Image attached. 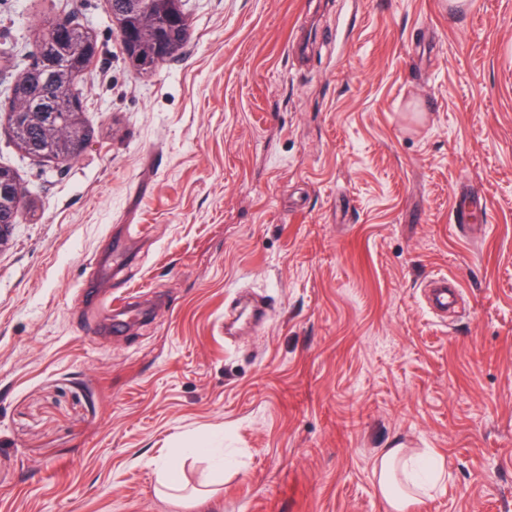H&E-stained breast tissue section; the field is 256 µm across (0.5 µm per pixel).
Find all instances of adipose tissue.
<instances>
[{"label": "adipose tissue", "instance_id": "adipose-tissue-1", "mask_svg": "<svg viewBox=\"0 0 512 512\" xmlns=\"http://www.w3.org/2000/svg\"><path fill=\"white\" fill-rule=\"evenodd\" d=\"M375 477L391 512H404L407 499L428 496L431 485L440 484L444 473L431 456L417 457L404 448H385L380 452Z\"/></svg>", "mask_w": 512, "mask_h": 512}]
</instances>
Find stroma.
I'll return each instance as SVG.
<instances>
[{
  "label": "stroma",
  "instance_id": "35a3bbf8",
  "mask_svg": "<svg viewBox=\"0 0 512 512\" xmlns=\"http://www.w3.org/2000/svg\"><path fill=\"white\" fill-rule=\"evenodd\" d=\"M184 2L141 75L108 0H0V110L45 22L100 46L81 157L0 122L35 201L0 246V512H387L399 446L448 473L405 512H512V0ZM240 297L266 315L225 332Z\"/></svg>",
  "mask_w": 512,
  "mask_h": 512
}]
</instances>
